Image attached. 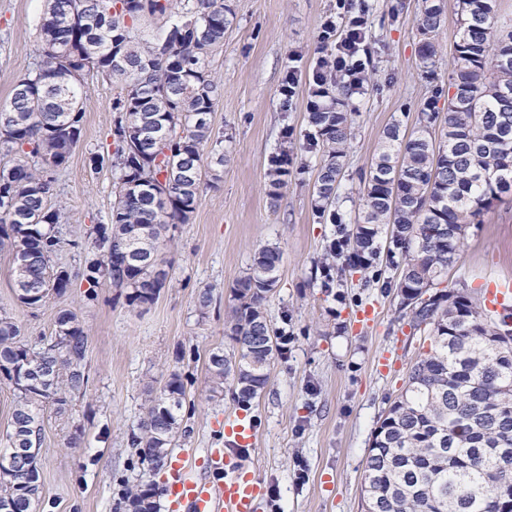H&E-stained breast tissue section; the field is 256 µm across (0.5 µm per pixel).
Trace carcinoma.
Listing matches in <instances>:
<instances>
[{"label": "carcinoma", "instance_id": "carcinoma-1", "mask_svg": "<svg viewBox=\"0 0 512 512\" xmlns=\"http://www.w3.org/2000/svg\"><path fill=\"white\" fill-rule=\"evenodd\" d=\"M45 0L41 53L28 75L0 106V250L12 258L19 303L37 309L71 285L68 271L53 265L62 240L57 225L54 172L80 141L85 107L82 82L101 74L118 86L112 101L113 151L94 153L91 169L106 161L118 173L108 221L92 227L82 277L87 299L105 280L125 290L132 308L151 305L169 272L151 265L119 267L112 244L124 243L165 265L163 235L185 223L201 186L221 180L227 154L211 115L223 96L212 72L213 52L236 13L226 0ZM460 20L452 61L448 106L424 104L413 130L395 122L360 173L362 210L339 212L338 190L352 139L353 97L336 59L361 61L363 82L375 75L367 47L369 30L356 28L336 41V22L325 21L320 56L306 72L309 88L305 150L317 162L313 215L320 224H342L348 266L368 270L386 261L399 270L400 309L410 326L433 337L430 351L411 366L404 393L376 428L363 474L364 512H512V329L485 312L472 292L438 289L461 256L470 224L504 194L512 193V22L503 23L497 0H459ZM183 27L179 38L147 37L150 19ZM445 18L444 0H420L418 31L422 68L433 71L431 40ZM297 82L286 71L281 111H288ZM288 130L268 160L266 194L277 202L294 167ZM211 165L203 166L204 153ZM401 251L402 262L395 261ZM282 252L265 246L251 258L232 289L235 301L225 335L236 345L208 356L205 383L218 394L236 385L238 396L260 395L269 378L278 336L265 311L279 282ZM20 328L0 315V377L15 392L0 449V507L36 512L39 454L35 465L15 466L18 440L44 430L43 407L58 414L83 393L87 336L77 315L57 314L43 346L19 339ZM187 383L179 373L148 394L131 447L142 467L162 469L176 445ZM163 489L151 482L126 489L125 512H157Z\"/></svg>", "mask_w": 512, "mask_h": 512}]
</instances>
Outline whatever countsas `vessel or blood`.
Returning <instances> with one entry per match:
<instances>
[{"label":"vessel or blood","mask_w":512,"mask_h":512,"mask_svg":"<svg viewBox=\"0 0 512 512\" xmlns=\"http://www.w3.org/2000/svg\"><path fill=\"white\" fill-rule=\"evenodd\" d=\"M490 311L512 309V282L503 281L487 293ZM258 437L255 421L240 412L224 422V444L208 449L203 473L189 468L178 456L166 479L172 512H257L262 487L242 448Z\"/></svg>","instance_id":"vessel-or-blood-1"}]
</instances>
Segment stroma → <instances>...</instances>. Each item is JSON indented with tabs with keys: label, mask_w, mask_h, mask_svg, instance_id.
<instances>
[{
	"label": "stroma",
	"mask_w": 512,
	"mask_h": 512,
	"mask_svg": "<svg viewBox=\"0 0 512 512\" xmlns=\"http://www.w3.org/2000/svg\"><path fill=\"white\" fill-rule=\"evenodd\" d=\"M368 18L375 80L354 103L353 139L340 185L341 208L361 204L359 170L366 168L386 126L413 129L434 87L448 86L457 41L456 0H446V19L434 35L438 55L433 73L419 58L418 0H369ZM237 21L224 35L212 68L224 87L212 116L227 141L228 161L215 185H202L188 223L178 225L166 248L172 280L154 304L128 307L120 289L97 288L86 298L82 278L89 233L106 221L115 199L111 167L92 170L88 158L106 152L115 114L111 81L84 80L86 112L80 142L56 172L57 200L67 220L55 266L71 275L66 293L45 306L21 305L12 287V262L0 251V313L10 315L29 345L51 335L60 310L75 312L88 338L86 390L68 406L67 417L44 412L39 458L38 512H121L127 487L146 481L164 484L166 471L146 472L137 463L128 436L142 418L148 388L162 387L171 373L188 376L179 451L204 467L207 449L224 436V418L239 410L254 415L259 434L246 448L256 475L276 500L259 512H363V472L372 437L390 403L404 392L410 368L429 351L427 331L402 320L393 287L397 271L383 267L367 282L363 272L345 270L337 257L332 289L311 272L335 232L312 215L315 169L296 176L278 204L265 190L267 159L284 128L293 131L295 155L305 157L307 88L298 84L288 111L280 109L279 89L287 68L306 72L318 57L319 35L335 16L336 0H232ZM42 0H0V105L38 58ZM283 253L280 280L266 302L288 346L279 351L259 399L239 401L232 385L221 394L206 392L205 363L211 351L231 350L224 320L233 306L231 290L260 248ZM512 281V196L494 203L480 223L467 230L462 258L449 270L444 290L479 288ZM210 291L212 304L200 309L198 296ZM372 309L371 321L360 318ZM78 447H69L71 438Z\"/></svg>",
	"instance_id": "1"
}]
</instances>
